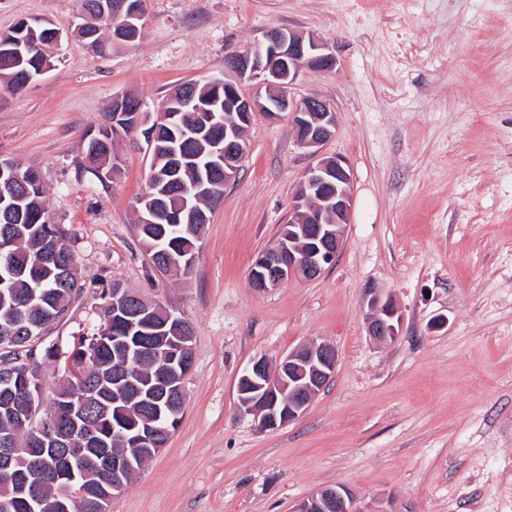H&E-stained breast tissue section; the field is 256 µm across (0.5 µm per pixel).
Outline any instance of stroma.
<instances>
[{"label": "stroma", "mask_w": 512, "mask_h": 512, "mask_svg": "<svg viewBox=\"0 0 512 512\" xmlns=\"http://www.w3.org/2000/svg\"><path fill=\"white\" fill-rule=\"evenodd\" d=\"M511 15L512 0H147L138 42L100 58L74 32L81 0H0V34L30 18L62 34L47 73L0 91V159L39 171L86 283L49 341L91 332L115 280L194 330L181 421L108 512H294L328 487L360 512H512ZM273 28L337 58L288 96L338 113L321 153L352 176L344 245L317 278L251 287L314 162L287 118L259 113L191 272L162 275L135 230L142 134L119 140L103 181L80 167L85 135L115 95L156 107ZM371 289L402 314L395 341L367 332ZM315 339L337 349L333 379L299 419L260 430L240 375Z\"/></svg>", "instance_id": "stroma-1"}]
</instances>
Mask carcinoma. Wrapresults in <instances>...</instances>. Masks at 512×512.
Wrapping results in <instances>:
<instances>
[{
	"mask_svg": "<svg viewBox=\"0 0 512 512\" xmlns=\"http://www.w3.org/2000/svg\"><path fill=\"white\" fill-rule=\"evenodd\" d=\"M58 29L49 23L31 27L20 21L0 35V89L15 93L27 80L51 69L55 62ZM233 100L207 82H184L170 92L151 112L155 136L150 145L151 165L147 187L139 198L136 224L140 243L151 259L171 258L194 266L204 216L224 196V163L212 143L221 129L211 118L224 115ZM104 122L84 144L82 169L98 179L120 172L115 141L132 131L129 118L103 113ZM151 216V222L143 218ZM12 246L0 251V348L13 362L16 380L4 390L0 381V436L13 435L27 448L43 447L40 437L24 425L30 410L27 388L43 386V369L61 364L65 379L55 397L82 407L83 418L92 425L104 445L81 450L77 441L47 450L43 467L65 461L78 477L72 512H102L100 495L112 491V473L100 466V454L125 455L135 469L122 475L127 485L146 461L157 454L169 436L159 432L150 445L136 441L145 424L168 418L175 427L174 413L182 411L176 393L154 390L157 381L170 373L172 357L164 350L167 337L181 332L166 323L168 309L151 304L150 315L135 316L145 306L138 296L126 308L107 306L114 282L101 290L95 306L98 319L106 320L110 334L100 329L80 335L68 350L69 360H58L60 348L45 342V336L66 316L67 306L81 297L75 256L67 235L48 220L46 195L40 173L16 163L0 176V241ZM93 355L83 361L85 350ZM58 487L50 482L41 491V512H55ZM12 503L11 512H29L11 471L0 466V501Z\"/></svg>",
	"mask_w": 512,
	"mask_h": 512,
	"instance_id": "obj_1",
	"label": "carcinoma"
}]
</instances>
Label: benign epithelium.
<instances>
[{"label":"benign epithelium","mask_w":512,"mask_h":512,"mask_svg":"<svg viewBox=\"0 0 512 512\" xmlns=\"http://www.w3.org/2000/svg\"><path fill=\"white\" fill-rule=\"evenodd\" d=\"M146 2L130 8L101 0L95 18L81 25L89 30L96 22L111 14L125 20L116 25L117 32L135 27V20L143 17ZM336 65L329 48L319 39L307 38L287 29H271L263 39L245 50L230 53L224 60V69L235 80L224 82V88L234 92L237 111L224 113V139L216 141L217 151L224 154V183L234 180L243 162L248 145L238 135L237 120L240 112H262L269 117L288 113L297 143L317 157L314 165L305 172L300 191H315L324 198L328 207L336 210V220L331 224L311 218L310 224L297 220L302 208V198L293 201L292 215L288 219V245L278 246L258 257L260 271L251 274V286L259 291L274 288L290 276L315 278L331 265L344 244L347 224L350 223L353 200V182L349 170L341 160L319 157L320 147L332 137L337 126V113L326 101L309 97L298 103L288 99L287 89L305 69L325 71ZM258 82L267 93L249 96L242 92L245 83ZM308 241L307 247L298 250L295 239ZM370 314L367 317L369 336L376 341L392 342L399 335L402 317L395 303L382 300L374 290H368ZM338 354L327 341H313L283 356L276 366L267 359H254L240 379L252 386L260 402L256 406L242 403L255 416L261 430L284 426L300 417L317 394V387L326 385L336 372ZM58 404L46 402L43 392L31 393L29 429L45 441L57 446L64 439L53 424ZM38 448H19L15 440L0 445V460L10 463L27 455L30 470L20 473V480L30 488V506L41 504L40 488L46 473L38 467ZM294 512H354L352 497L340 487L325 488L302 501Z\"/></svg>","instance_id":"7a95c632"}]
</instances>
